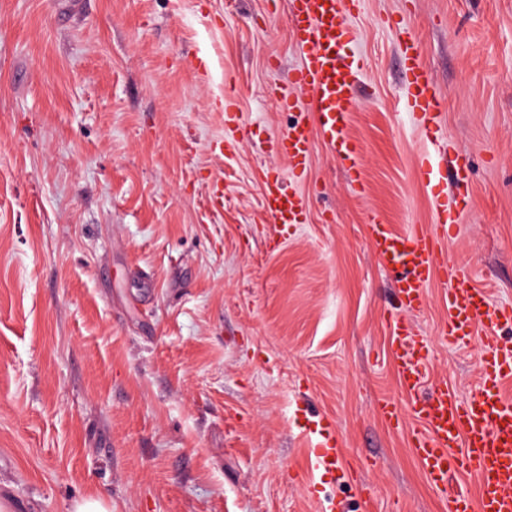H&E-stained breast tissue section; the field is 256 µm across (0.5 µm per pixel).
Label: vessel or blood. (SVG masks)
<instances>
[{
    "label": "vessel or blood",
    "mask_w": 512,
    "mask_h": 512,
    "mask_svg": "<svg viewBox=\"0 0 512 512\" xmlns=\"http://www.w3.org/2000/svg\"><path fill=\"white\" fill-rule=\"evenodd\" d=\"M358 5L359 0H288L292 39L302 62L274 96L281 108L305 112L306 117L288 125L275 145L277 155L288 163L287 176L269 175L263 182V210L276 226L306 219L310 198L288 182L307 171L314 141H322L336 157L350 185L359 183L360 151L348 137L346 124L356 104V76L363 62L344 52L346 17ZM393 34L409 84L403 107L420 127L430 129L444 103L425 66L423 46L403 26H395ZM417 174L433 190V223L400 233L371 215L366 235L377 264L394 275L398 305L387 316L389 356L417 419L411 451L436 489H446L453 476L476 477L477 495L455 494L448 512H512V400L503 392L505 383L512 381V338L502 333L512 326V306L493 303L474 286L470 266L447 250L457 233V206L448 203L446 190L467 180V156L425 150ZM436 279L443 285L448 308L439 327L442 340L451 345L475 340L481 347L480 383L466 398L445 384L427 383L431 340L418 335L409 321L426 308L428 288ZM313 426L320 437L316 467L323 475L335 476L341 448L335 426L323 416Z\"/></svg>",
    "instance_id": "1"
}]
</instances>
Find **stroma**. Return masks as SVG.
Returning <instances> with one entry per match:
<instances>
[{
	"mask_svg": "<svg viewBox=\"0 0 512 512\" xmlns=\"http://www.w3.org/2000/svg\"><path fill=\"white\" fill-rule=\"evenodd\" d=\"M407 24L446 108L403 109L391 31ZM364 62L348 134L364 193L315 142L304 223L263 220L260 175L294 112L272 93L300 62L286 0H0V503L73 512H448L377 399L403 397L387 356L392 275L366 244L432 220L430 142L472 178L451 254L512 303V0H361ZM233 91L238 121L224 123ZM224 206L209 207L213 191ZM432 284L415 328L428 381L465 396L477 344L437 341ZM330 417L343 462L314 465Z\"/></svg>",
	"mask_w": 512,
	"mask_h": 512,
	"instance_id": "35a3bbf8",
	"label": "stroma"
}]
</instances>
